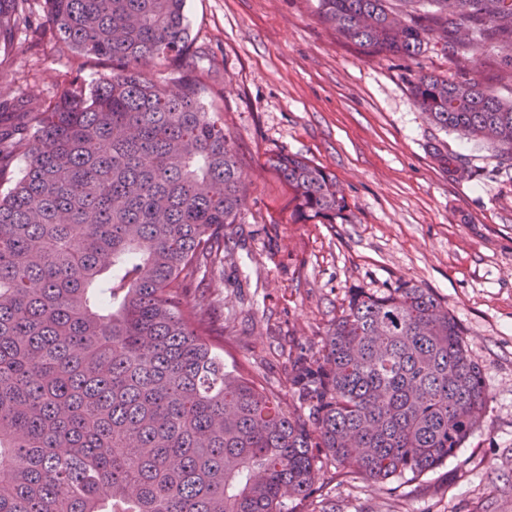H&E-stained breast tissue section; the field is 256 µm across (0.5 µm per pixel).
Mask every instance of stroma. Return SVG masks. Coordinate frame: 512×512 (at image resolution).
<instances>
[{
	"label": "stroma",
	"instance_id": "stroma-1",
	"mask_svg": "<svg viewBox=\"0 0 512 512\" xmlns=\"http://www.w3.org/2000/svg\"><path fill=\"white\" fill-rule=\"evenodd\" d=\"M191 56L246 164L248 200L234 262L191 290L224 363L288 396L291 342L318 348L349 288L408 281L456 317L484 375L488 408L454 457L423 476L350 481L324 463L308 512H512V166L433 128L407 75L475 79L512 100V72L483 48L458 61L429 46L414 60L369 57L323 23L317 0H187ZM0 102L56 94L64 79L110 77L107 62L12 36ZM448 149L471 177L441 169ZM334 174L349 224H294L270 155Z\"/></svg>",
	"mask_w": 512,
	"mask_h": 512
}]
</instances>
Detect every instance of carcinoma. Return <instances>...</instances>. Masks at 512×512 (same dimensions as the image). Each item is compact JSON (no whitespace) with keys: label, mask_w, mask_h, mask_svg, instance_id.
I'll use <instances>...</instances> for the list:
<instances>
[{"label":"carcinoma","mask_w":512,"mask_h":512,"mask_svg":"<svg viewBox=\"0 0 512 512\" xmlns=\"http://www.w3.org/2000/svg\"><path fill=\"white\" fill-rule=\"evenodd\" d=\"M0 0V36L29 23ZM318 0L369 56L489 47L512 63V0ZM186 0H44L54 44L112 65L65 80L0 128V512H284L323 459L352 479L417 478L466 442L488 400L448 307L406 281L348 290L321 347L293 344L284 403L224 366L197 280L233 259L245 163L188 67ZM163 60L180 65L153 79ZM433 126L512 159V102L483 83L409 75ZM24 159L11 180L15 157ZM434 159L461 169L448 151ZM294 224H349L336 179L267 159Z\"/></svg>","instance_id":"1"}]
</instances>
